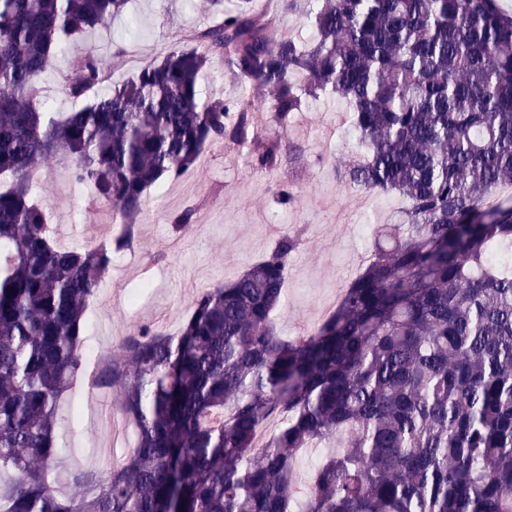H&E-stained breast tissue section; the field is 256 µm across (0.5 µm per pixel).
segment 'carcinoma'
I'll list each match as a JSON object with an SVG mask.
<instances>
[{
    "instance_id": "obj_1",
    "label": "carcinoma",
    "mask_w": 512,
    "mask_h": 512,
    "mask_svg": "<svg viewBox=\"0 0 512 512\" xmlns=\"http://www.w3.org/2000/svg\"><path fill=\"white\" fill-rule=\"evenodd\" d=\"M127 0H0V512H293L299 450L341 439L315 468L301 512H512V14L498 0H282L312 20L303 42L239 0L128 81L71 112L34 98L68 43ZM218 59L266 100L200 99ZM79 99L106 82L76 60ZM351 106L365 152L349 187L398 194L371 259L334 312L277 336L302 230L279 233L242 275L198 294L179 331L144 324L96 364L120 394L136 448L106 473L54 490L66 455L58 410L83 365L86 313L133 247L147 191L193 175L205 148H247L260 171L302 169L291 123L306 97ZM72 157L122 220L112 239L61 249L33 192L45 156ZM278 202L296 200L288 180ZM280 420L266 444L258 433Z\"/></svg>"
}]
</instances>
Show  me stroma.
Segmentation results:
<instances>
[{"label": "stroma", "instance_id": "stroma-1", "mask_svg": "<svg viewBox=\"0 0 512 512\" xmlns=\"http://www.w3.org/2000/svg\"><path fill=\"white\" fill-rule=\"evenodd\" d=\"M214 20L203 0H129L124 15L108 18L95 29L71 41L36 82L40 100L53 111L69 112L85 106V99L68 96L66 84L79 76L74 62L89 50L108 60L111 84L132 77L137 64L164 55L179 45L184 35ZM346 103L333 94L307 100L287 130L273 127L266 110L253 114L256 127L265 134L302 140L308 147V163L292 179L294 206L277 203L274 190L280 174L256 171L246 155L223 144L208 147L200 166L187 180H166L152 188L138 220L133 250L114 257L103 289L111 309L91 307L85 346L90 357L112 354L119 338L143 323L176 333L200 291L227 282L257 262L284 229L301 226L305 239L293 256L284 289L286 301L275 318L281 336L292 338L312 329L323 318L324 306L341 286V277L357 254L368 253L376 225L391 221V212L405 208L403 199L349 188L340 176L346 160L360 152L355 134L336 129V116L347 112ZM70 160L47 156L34 193L56 230L62 247H80L102 240L87 230L75 235L73 227L85 219L88 203H95L96 221L110 223L109 205L93 200L89 186H74L69 178ZM194 208L199 228L183 237V247L173 251L172 219ZM153 286L129 303L130 293L143 278ZM59 433L75 450L61 471L58 488L75 492L72 473L95 470L101 448L109 443L107 427L90 412L72 421L69 406L61 408Z\"/></svg>", "mask_w": 512, "mask_h": 512}]
</instances>
